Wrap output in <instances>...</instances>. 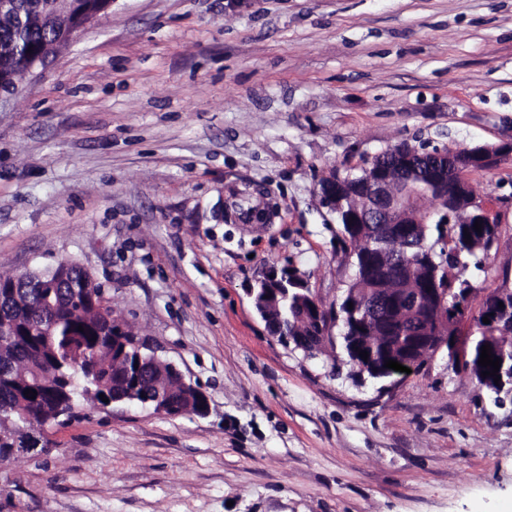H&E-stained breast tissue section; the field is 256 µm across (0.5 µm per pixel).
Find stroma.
I'll return each instance as SVG.
<instances>
[{
	"mask_svg": "<svg viewBox=\"0 0 512 512\" xmlns=\"http://www.w3.org/2000/svg\"><path fill=\"white\" fill-rule=\"evenodd\" d=\"M512 142V0H113L0 100V276L72 258L207 416L80 405L0 471V512H504L512 403L427 358L358 377L268 332L289 267L352 269L320 180L400 143ZM500 232L466 317L512 284V160L466 172ZM158 362L167 364L169 374L178 378L184 401H187L190 407L194 406V410L190 413L201 417L206 416L209 412V401L206 394L198 386L186 381L182 372L174 364L162 362L155 355L146 358L147 368Z\"/></svg>",
	"mask_w": 512,
	"mask_h": 512,
	"instance_id": "1",
	"label": "stroma"
}]
</instances>
